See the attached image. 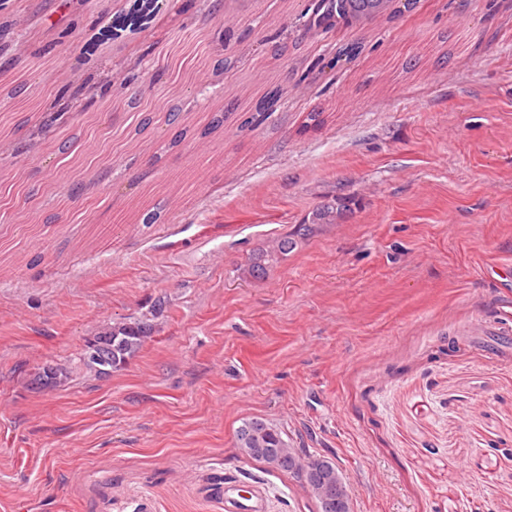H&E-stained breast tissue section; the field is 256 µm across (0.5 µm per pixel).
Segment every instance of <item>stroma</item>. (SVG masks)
I'll return each instance as SVG.
<instances>
[{"mask_svg":"<svg viewBox=\"0 0 512 512\" xmlns=\"http://www.w3.org/2000/svg\"><path fill=\"white\" fill-rule=\"evenodd\" d=\"M201 2L168 0L156 30L130 35L144 76L176 32L196 31L237 65L167 94L187 130L193 103L219 112L280 87L277 122L242 133L231 118L205 141L234 176L189 198L171 189L165 223L104 235L191 164L193 137L171 147L153 122L97 174L87 216L0 249V512H225L212 488L229 476L267 512H318L296 477L241 455L251 417L336 462L354 512H512V278L486 272L512 264V0H418L329 39L308 29L309 0H221L214 15ZM129 5L23 0L30 91L85 81L74 48ZM443 34L454 53L436 65ZM347 42L359 56L315 65ZM61 51L67 77L48 69ZM316 106L327 125L301 132ZM19 169L42 193L15 216L29 225L58 210L74 172L49 148L0 176ZM335 197L352 201L343 221L240 278L254 248ZM134 319L153 326L137 357L81 368L86 338ZM56 363L68 383L38 385Z\"/></svg>","mask_w":512,"mask_h":512,"instance_id":"1","label":"stroma"}]
</instances>
